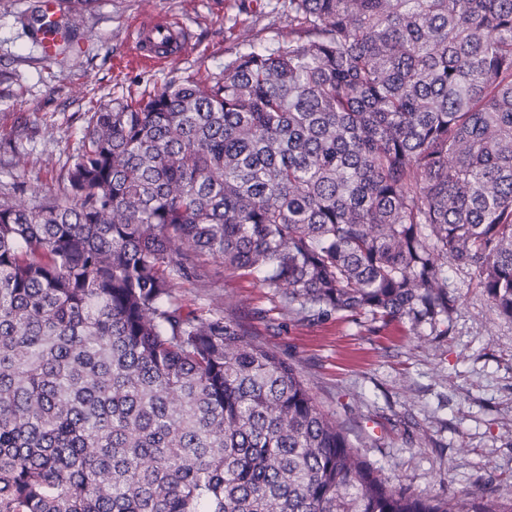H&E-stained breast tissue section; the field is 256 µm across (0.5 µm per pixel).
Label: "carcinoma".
<instances>
[{
  "label": "carcinoma",
  "instance_id": "carcinoma-1",
  "mask_svg": "<svg viewBox=\"0 0 512 512\" xmlns=\"http://www.w3.org/2000/svg\"><path fill=\"white\" fill-rule=\"evenodd\" d=\"M64 2L77 29L97 0ZM287 12L0 204V512H512L387 487L294 365L175 294L243 272L296 326L417 328L453 263L512 318V0Z\"/></svg>",
  "mask_w": 512,
  "mask_h": 512
}]
</instances>
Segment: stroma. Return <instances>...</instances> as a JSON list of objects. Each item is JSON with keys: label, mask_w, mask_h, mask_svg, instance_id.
Masks as SVG:
<instances>
[{"label": "stroma", "mask_w": 512, "mask_h": 512, "mask_svg": "<svg viewBox=\"0 0 512 512\" xmlns=\"http://www.w3.org/2000/svg\"><path fill=\"white\" fill-rule=\"evenodd\" d=\"M41 0H0V202L36 205L53 191L99 104L154 91L187 75L206 79L241 50L242 31L271 45L287 37L283 0H97L72 42L45 54L34 34ZM173 16L185 51L160 68L137 64L131 20ZM448 332L369 317L314 327L284 322L255 277L211 287L179 283L190 307L232 313L294 364L323 409L382 482L408 494L479 492L512 498V319L477 288L470 267L448 266Z\"/></svg>", "instance_id": "stroma-1"}]
</instances>
